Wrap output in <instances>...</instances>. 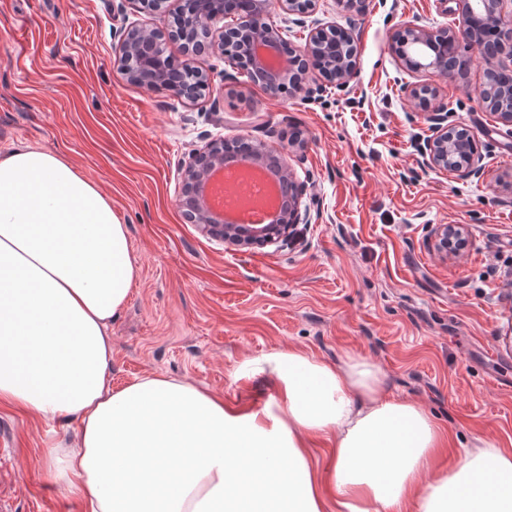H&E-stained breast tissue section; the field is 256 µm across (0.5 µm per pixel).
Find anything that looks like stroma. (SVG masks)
<instances>
[{"instance_id":"stroma-1","label":"stroma","mask_w":512,"mask_h":512,"mask_svg":"<svg viewBox=\"0 0 512 512\" xmlns=\"http://www.w3.org/2000/svg\"><path fill=\"white\" fill-rule=\"evenodd\" d=\"M272 22L292 46L312 27L356 35L344 89L266 95L218 55L168 52L208 74L189 102L148 91L117 69L115 29L151 23L138 0H0V153L32 145L63 154L110 197L139 267L112 322V386L177 377L256 409L277 395L247 358L276 350L374 362L389 396L430 414L451 437L436 467L460 465L476 439L512 449V130L479 102L485 62L461 37L452 0H370L362 16L319 0L304 23ZM417 24L459 33L465 76L411 73L390 49ZM436 89L422 109L405 86ZM467 128L480 175L424 166L433 111ZM247 138L286 153L305 184L300 237L247 252L203 235L178 205L182 164L204 140ZM439 224L468 245L442 258ZM74 425L0 404V499L8 512H84L80 496L42 478V450L70 445Z\"/></svg>"}]
</instances>
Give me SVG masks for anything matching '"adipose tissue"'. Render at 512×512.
Returning a JSON list of instances; mask_svg holds the SVG:
<instances>
[{
	"label": "adipose tissue",
	"mask_w": 512,
	"mask_h": 512,
	"mask_svg": "<svg viewBox=\"0 0 512 512\" xmlns=\"http://www.w3.org/2000/svg\"><path fill=\"white\" fill-rule=\"evenodd\" d=\"M138 274L97 184L58 153L0 155V403L76 424L74 447L44 448V476L89 512H512V451L483 440L436 470L448 436L362 357L243 361L278 381L248 411L157 374L113 389L108 329Z\"/></svg>",
	"instance_id": "1"
}]
</instances>
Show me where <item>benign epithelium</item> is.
<instances>
[{
	"label": "benign epithelium",
	"mask_w": 512,
	"mask_h": 512,
	"mask_svg": "<svg viewBox=\"0 0 512 512\" xmlns=\"http://www.w3.org/2000/svg\"><path fill=\"white\" fill-rule=\"evenodd\" d=\"M155 18L152 24L133 25L118 32L121 45L118 69L128 81L148 91L175 84L174 92L193 102L208 86V74L187 66L175 73L167 72L166 44L178 42L186 53L203 52L227 57L233 65L241 66V59L232 46L242 32L250 34L249 67L265 91L278 96L287 90L313 92L309 82L317 74L338 88L344 87L356 72L354 37L351 32H326L321 27L312 29L302 47L281 51L282 34L270 22V14L278 9L288 15L304 16L316 9L318 0H196L193 11L182 8L178 26L168 28L164 20L171 0H138ZM465 32L482 55L496 62L487 71L512 70V33L496 28L498 40H488L484 30L493 22L501 23L512 15V0H456ZM456 42L450 30H430L418 25H406L393 38L391 50L402 65L411 72L448 74L454 61L446 52L448 44ZM410 96L423 105L435 97L429 84L413 85ZM496 97L498 120L512 126V87L496 86L479 91L480 102L487 106ZM437 121L434 135L423 148L425 163L434 169L480 172L469 131L462 127L443 125ZM276 159L274 152L263 143L252 146L247 161L263 164ZM223 141L211 140L195 150L182 169L183 187L178 200L187 221L197 225L205 235L242 250L274 245L289 237L295 224L308 222L301 212L302 187L291 174L285 175L288 194L276 224H226L213 213L203 196L211 177L224 168ZM433 248L444 258L456 254L467 245L464 228L456 224H439L433 233Z\"/></svg>",
	"instance_id": "obj_1"
}]
</instances>
